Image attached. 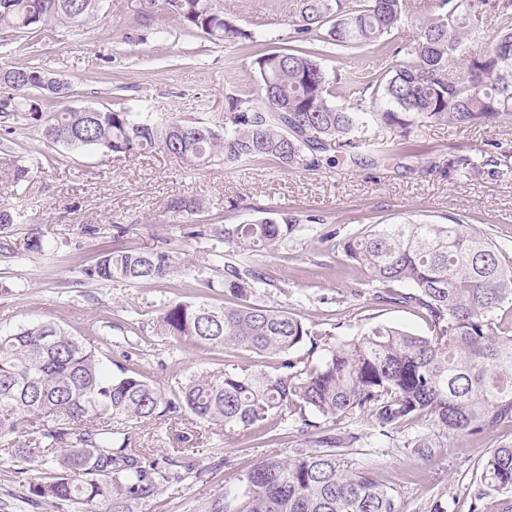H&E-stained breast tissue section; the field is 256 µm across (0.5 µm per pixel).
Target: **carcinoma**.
I'll list each match as a JSON object with an SVG mask.
<instances>
[{"instance_id":"cac0c4a2","label":"carcinoma","mask_w":512,"mask_h":512,"mask_svg":"<svg viewBox=\"0 0 512 512\" xmlns=\"http://www.w3.org/2000/svg\"><path fill=\"white\" fill-rule=\"evenodd\" d=\"M83 0H0V29L31 34L53 21L84 22ZM183 25L212 40L253 44L259 84L254 94L229 96L224 125L198 119H140L121 106L75 112L72 87L41 85L38 67H0V118L8 137L21 126L40 128L69 151L100 148L130 158L158 148L191 166L218 159L243 165L263 159L284 169L319 170L332 154L356 164L365 152L385 154L361 128L375 123L405 136L420 122L457 127L512 125V0L498 12L495 43L474 55L470 42L488 30L489 0H299L292 21L297 45L271 49L224 22L215 0H164ZM419 18L413 42L394 51L387 72L363 79L332 75L324 58L336 50L387 48L385 37ZM463 65V72L452 69ZM40 90V96L31 91ZM204 209L177 197L168 212L187 222ZM248 224L206 227L212 250H231L224 262V306L205 299L164 306L161 329L173 341L254 353L275 363L231 364L191 375L164 393L140 372L114 374L106 353L51 321L0 334V452L24 461L38 452L48 475L28 482V500L71 503L83 512H126L128 502L153 496L163 483L192 477L190 465L149 462L130 448L112 420L134 424L186 411L226 429L271 432L288 417L304 428L309 416L331 422L368 415L378 435L429 419L461 436L512 422V259L462 219L449 224H371L340 243L341 251L384 303L420 311L428 334L375 323L356 337L330 342L332 332L309 329L297 314L257 300L266 277L255 256L271 252L297 227L282 210ZM187 271L178 252L114 247L80 270L86 280L158 281ZM323 347L312 365L291 353L305 341ZM357 436H323L292 459L256 463L212 512H400L395 489L346 460ZM512 494V445L484 460L471 512H483L491 493Z\"/></svg>"}]
</instances>
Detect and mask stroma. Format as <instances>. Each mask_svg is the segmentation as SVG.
<instances>
[{
	"instance_id": "stroma-1",
	"label": "stroma",
	"mask_w": 512,
	"mask_h": 512,
	"mask_svg": "<svg viewBox=\"0 0 512 512\" xmlns=\"http://www.w3.org/2000/svg\"><path fill=\"white\" fill-rule=\"evenodd\" d=\"M295 0H217L227 21L252 32L273 48L288 46ZM406 23L394 29L390 50L363 48L325 60L328 71L349 64L382 73L396 59L393 48L416 37ZM247 41L213 44L168 15L163 0H97L82 25L56 22L28 36L0 31V65L37 66L70 82L74 108L122 103L155 118H201L224 122L227 94L255 92L258 78ZM367 139L385 143L386 156L367 155L360 164L337 158L316 171L281 168L271 161L230 167L219 162L192 167L159 150L115 158L98 149L71 152L49 146L28 128L13 135L15 156L29 166L25 181H0V210L18 221L0 230V333L37 321H53L86 343L102 347L113 367L143 371L161 391L197 373L228 364H249L252 354L176 343L160 333L163 306L204 296L223 304V257L193 225L167 210L171 199L194 197L213 226L246 224L262 208L301 218L279 250L261 253L258 266L268 284L260 299L300 315L313 330H334L346 340L375 323L423 335L427 325L412 309L373 300L363 274L349 265L339 244L370 224H444L465 215L512 256V174L468 175L440 171L448 157L512 156V126L476 124L466 128L422 122L409 137L376 125ZM93 233H86V226ZM44 253L28 251L31 233ZM168 243L187 260V272L166 280L132 284L124 280L86 281L80 270L102 250L131 246L142 250ZM213 287H206V280ZM133 450L147 460L187 457L199 478L161 486L130 512H210L213 499L238 484L254 463L289 459L309 447L319 432L355 433L360 440L347 458L394 488L403 512H429L444 494L448 512H471V496L489 450L512 445V423L493 432L454 437L428 422L395 429L392 438L374 435L371 420L344 418L299 432L288 422L267 435L228 431L196 423L192 416L167 414L145 425L125 427ZM432 447V460L413 448L414 438ZM39 457L26 463L0 456V512H80L58 510L48 501L27 499V478L41 474Z\"/></svg>"
}]
</instances>
